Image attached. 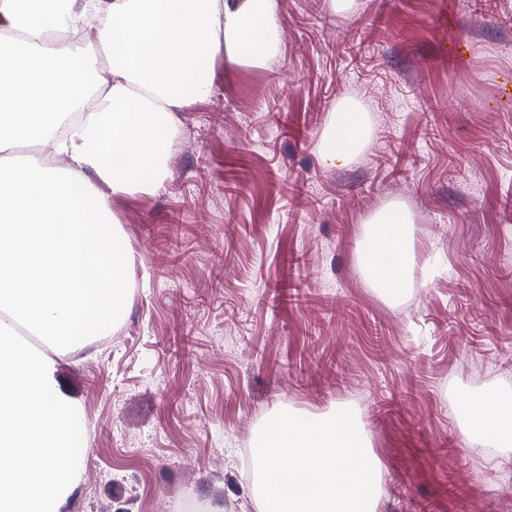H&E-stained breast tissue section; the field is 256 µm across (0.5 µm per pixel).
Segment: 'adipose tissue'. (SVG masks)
<instances>
[{"instance_id":"ef3b65f1","label":"adipose tissue","mask_w":512,"mask_h":512,"mask_svg":"<svg viewBox=\"0 0 512 512\" xmlns=\"http://www.w3.org/2000/svg\"><path fill=\"white\" fill-rule=\"evenodd\" d=\"M30 0H0V512H59L83 472V409L55 378V355L16 340L13 324L55 354L103 335L122 316L132 256L112 197L157 191L182 107L204 101L216 56L265 65L279 44L273 0H48L61 39L32 19ZM109 18L87 58L75 35ZM364 115L342 101L322 136L330 161L366 144ZM21 142L51 147L65 166L19 163ZM408 214L389 205L362 244L364 272L387 296L412 259ZM465 444L512 446V397L468 396Z\"/></svg>"}]
</instances>
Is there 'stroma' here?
Returning <instances> with one entry per match:
<instances>
[{"label": "stroma", "mask_w": 512, "mask_h": 512, "mask_svg": "<svg viewBox=\"0 0 512 512\" xmlns=\"http://www.w3.org/2000/svg\"><path fill=\"white\" fill-rule=\"evenodd\" d=\"M279 53L216 59L176 115L164 192L117 194L133 287L104 351L55 376L90 426L61 512H257L271 414L357 415L381 461L379 512H512V449L471 451L458 404L512 394V0H276ZM355 99L371 140L327 162ZM413 217L395 303L363 273L368 221Z\"/></svg>", "instance_id": "35a3bbf8"}]
</instances>
